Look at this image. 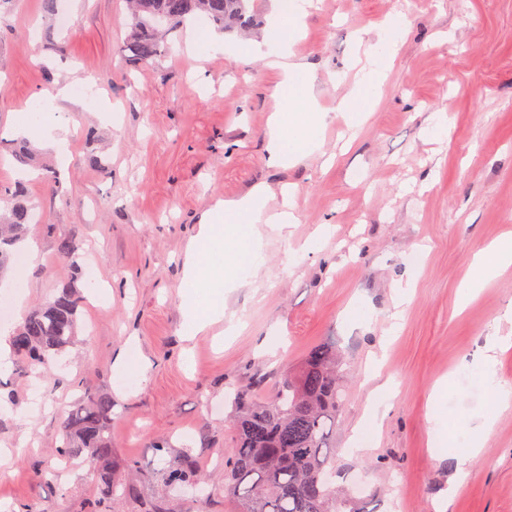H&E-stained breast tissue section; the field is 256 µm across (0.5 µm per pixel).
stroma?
Instances as JSON below:
<instances>
[{
	"label": "stroma",
	"mask_w": 512,
	"mask_h": 512,
	"mask_svg": "<svg viewBox=\"0 0 512 512\" xmlns=\"http://www.w3.org/2000/svg\"><path fill=\"white\" fill-rule=\"evenodd\" d=\"M252 10L253 25L225 33L221 54L190 51L186 26L133 68L125 0L0 7V193L23 184L44 217L28 233L41 259L6 323L66 285L85 297L76 340L50 375L18 357L0 371V449L11 452L0 462V512H144L153 502L166 512H236L220 495L204 506L191 491L167 490L157 474L186 450L207 485L223 487L234 390L296 369L322 343L345 357L336 482L359 504L512 512V407L498 408L460 367L488 337H512V269L456 308L474 256L512 236V0H314L292 50L314 67L328 114L323 153L285 169L265 151L279 79L246 53L262 40L273 0ZM395 14L404 42L371 117L350 137L337 105L355 76L356 39ZM89 79L93 102L57 105L74 131L68 162L37 149L56 182L20 180L16 112L51 99L58 83ZM435 112L449 119L441 137L427 127ZM261 184L294 187L299 222L288 237L266 238L255 287L227 292L244 329L229 335L220 323L186 339L184 248L216 201ZM62 237L75 247L65 260ZM273 341L280 357L265 352ZM138 359L145 381L122 385L116 362ZM382 381L393 395L377 392ZM440 381L459 433L436 444L426 413ZM89 393L112 397L111 467L134 487L115 501L101 500L93 469L55 454L64 419ZM487 420L480 456L449 493L457 452ZM356 443L368 453H354Z\"/></svg>",
	"instance_id": "obj_1"
}]
</instances>
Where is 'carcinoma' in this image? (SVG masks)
I'll use <instances>...</instances> for the list:
<instances>
[{"mask_svg":"<svg viewBox=\"0 0 512 512\" xmlns=\"http://www.w3.org/2000/svg\"><path fill=\"white\" fill-rule=\"evenodd\" d=\"M251 0H129L131 31L123 52L134 65L155 60L169 29L199 18L225 30L247 21ZM34 221L32 206L19 199L0 205V276L15 263V245L25 239ZM83 297L72 287L30 312L16 328L11 345L18 355L47 368L76 336ZM343 359L336 348L320 344L300 366L283 375L271 396L266 381L234 392L235 434L225 469L224 495L239 501V512H364L332 483L336 475V421L343 400ZM112 397L86 395L62 424L59 459L81 460L91 468L112 456ZM102 491L111 497L129 495L108 468L99 471ZM163 483L176 489H199L193 458L182 454L162 472Z\"/></svg>","mask_w":512,"mask_h":512,"instance_id":"carcinoma-1","label":"carcinoma"}]
</instances>
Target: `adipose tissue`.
<instances>
[{"mask_svg": "<svg viewBox=\"0 0 512 512\" xmlns=\"http://www.w3.org/2000/svg\"><path fill=\"white\" fill-rule=\"evenodd\" d=\"M311 4L312 0H276L273 24L263 37L267 47L265 64L278 73L279 88L288 94L287 104L275 111L268 123L266 152L270 163L278 167L295 165L320 153L322 148L320 134L326 125V114L319 107L309 65L298 60L290 50V40ZM404 35L401 18L393 16L382 23L375 38L358 40L364 56L360 76L338 104L339 111L347 113L352 124H360L366 113L372 111L387 78V65L395 57ZM16 132L22 136L37 135L59 159H66L69 154L70 129L56 113L43 112L36 118L25 115ZM272 195L271 188L260 187L241 200L216 202L209 217L200 224L195 241L188 244L183 255L185 280L204 277L215 289L252 284L260 268L262 228L284 236L297 221L294 192L282 191L281 204L274 210L267 207ZM218 216L223 217L225 225L249 227L244 243L251 257L248 271L238 272L236 251L225 248L222 227L214 222ZM511 266L512 238L507 236L475 256L470 273L460 286L459 304L468 303L503 269Z\"/></svg>", "mask_w": 512, "mask_h": 512, "instance_id": "adipose-tissue-1", "label": "adipose tissue"}]
</instances>
